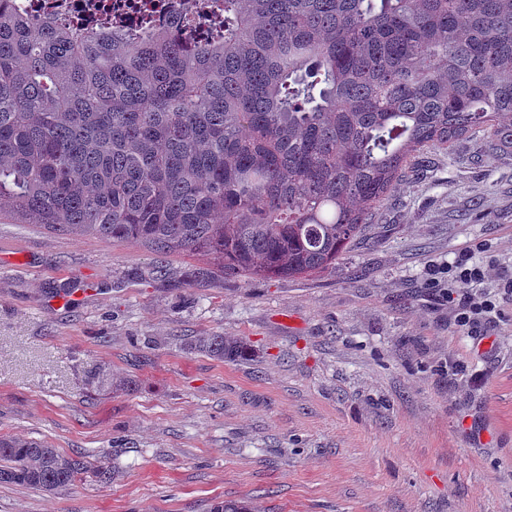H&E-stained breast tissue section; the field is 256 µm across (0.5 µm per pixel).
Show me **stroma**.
<instances>
[{"label":"stroma","instance_id":"1","mask_svg":"<svg viewBox=\"0 0 512 512\" xmlns=\"http://www.w3.org/2000/svg\"><path fill=\"white\" fill-rule=\"evenodd\" d=\"M431 152L335 269L248 281L212 260L0 224V435L114 462L0 512H512V300L453 324L431 269L512 263V157ZM250 357L194 350L212 334ZM460 364L458 376L449 362ZM132 390H92L101 366Z\"/></svg>","mask_w":512,"mask_h":512}]
</instances>
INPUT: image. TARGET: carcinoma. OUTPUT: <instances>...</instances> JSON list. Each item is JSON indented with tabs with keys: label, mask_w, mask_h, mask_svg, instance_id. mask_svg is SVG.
<instances>
[{
	"label": "carcinoma",
	"mask_w": 512,
	"mask_h": 512,
	"mask_svg": "<svg viewBox=\"0 0 512 512\" xmlns=\"http://www.w3.org/2000/svg\"><path fill=\"white\" fill-rule=\"evenodd\" d=\"M223 32H81L0 0V223L147 245L226 276L333 269L423 155L512 154V0H215ZM196 348L234 362L222 334ZM94 389H130L100 369ZM86 456L0 436V484L58 494Z\"/></svg>",
	"instance_id": "1"
}]
</instances>
